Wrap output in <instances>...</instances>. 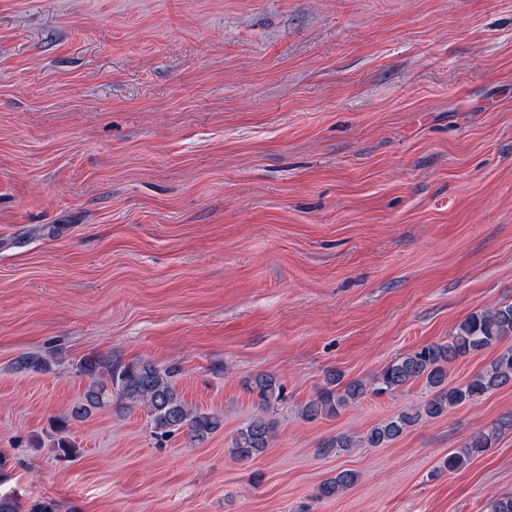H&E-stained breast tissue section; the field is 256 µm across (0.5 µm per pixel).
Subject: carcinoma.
Returning <instances> with one entry per match:
<instances>
[{
    "mask_svg": "<svg viewBox=\"0 0 512 512\" xmlns=\"http://www.w3.org/2000/svg\"><path fill=\"white\" fill-rule=\"evenodd\" d=\"M511 336L512 303L486 308L460 322L448 341L424 345L399 357L368 380L344 382L340 374L329 375L326 386L302 406L301 417L308 422L332 418L369 392L394 393L416 381L424 382L434 390L431 397L382 421L362 437V442L371 448L385 447L419 423L437 419L451 408L478 400L512 383V347H508L466 382L448 385L449 363L494 347ZM15 367L19 371L44 373L52 370V363L43 355L27 354L17 358ZM74 371L88 379V386L82 400L56 419L55 428L59 432L66 430L73 420L88 418L114 398L145 407L152 433L160 437L184 428L192 437L204 439L223 425L220 416L200 412L186 404L175 386L173 369H159L150 362L114 363L110 357L88 354L76 362ZM245 387L257 403L259 414L240 427L232 440L229 452L238 459L258 457L269 448L273 426L265 413L284 401L283 386L270 374L254 375L245 381ZM509 430H512V413L501 416L490 428L450 452L439 470L460 469L492 448L502 433ZM355 481V472L342 471L325 482L320 493L324 497L337 495ZM0 512H58V507L52 499L29 506L14 493L0 492Z\"/></svg>",
    "mask_w": 512,
    "mask_h": 512,
    "instance_id": "cac0c4a2",
    "label": "carcinoma"
}]
</instances>
